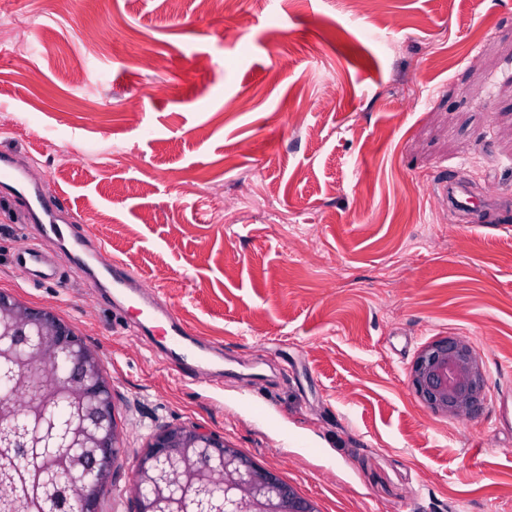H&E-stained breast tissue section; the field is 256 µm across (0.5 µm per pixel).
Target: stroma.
I'll use <instances>...</instances> for the list:
<instances>
[{
    "label": "stroma",
    "instance_id": "1",
    "mask_svg": "<svg viewBox=\"0 0 512 512\" xmlns=\"http://www.w3.org/2000/svg\"><path fill=\"white\" fill-rule=\"evenodd\" d=\"M104 37L83 61L82 29ZM0 152L34 161L109 255L224 348L175 372L75 275L25 283L0 200V293L56 308L130 428L111 498L159 429L201 425L324 512H512V0H0ZM161 58L163 67L151 66ZM467 183L476 221L441 211ZM466 338L487 399L434 414L418 352ZM263 377H253L254 365Z\"/></svg>",
    "mask_w": 512,
    "mask_h": 512
}]
</instances>
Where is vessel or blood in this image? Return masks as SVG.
Returning <instances> with one entry per match:
<instances>
[{"mask_svg":"<svg viewBox=\"0 0 512 512\" xmlns=\"http://www.w3.org/2000/svg\"><path fill=\"white\" fill-rule=\"evenodd\" d=\"M0 190L25 203L29 220L37 229L38 242L17 250L12 257L15 268L28 280L60 282L61 275L45 248L49 242L57 244L68 239L73 247L90 251L92 260L100 259L101 252L94 249L90 232L70 234L61 200L49 191L43 179L37 177L31 168L16 166L11 158L0 156ZM439 192L453 209L470 212L476 208L474 197L463 182L449 181L440 186ZM104 268L112 276L114 290L135 304L140 314L136 323L140 334L162 333L160 348L166 362L178 376H186L199 368L218 372L224 361L221 348L190 331L171 314L155 290L142 287L133 275L125 271L120 260L105 263Z\"/></svg>","mask_w":512,"mask_h":512,"instance_id":"1","label":"vessel or blood"}]
</instances>
